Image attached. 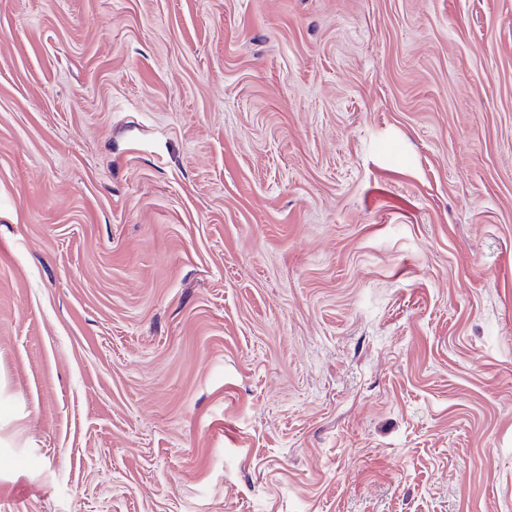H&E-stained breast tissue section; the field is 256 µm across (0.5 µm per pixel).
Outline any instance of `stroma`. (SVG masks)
Segmentation results:
<instances>
[{"label": "stroma", "mask_w": 512, "mask_h": 512, "mask_svg": "<svg viewBox=\"0 0 512 512\" xmlns=\"http://www.w3.org/2000/svg\"><path fill=\"white\" fill-rule=\"evenodd\" d=\"M0 512H512V0H0Z\"/></svg>", "instance_id": "obj_1"}]
</instances>
